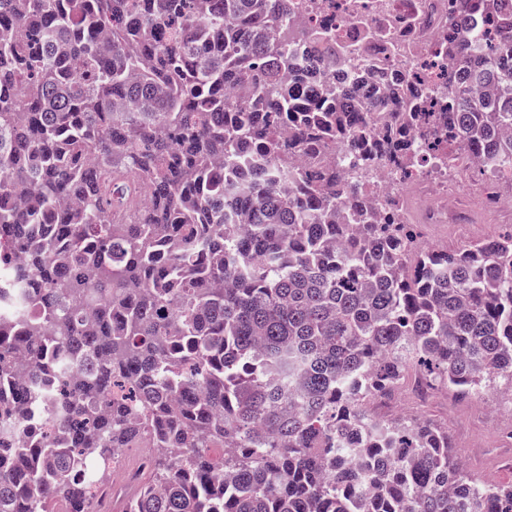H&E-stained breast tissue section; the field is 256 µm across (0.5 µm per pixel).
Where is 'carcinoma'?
Returning <instances> with one entry per match:
<instances>
[{
    "instance_id": "carcinoma-1",
    "label": "carcinoma",
    "mask_w": 512,
    "mask_h": 512,
    "mask_svg": "<svg viewBox=\"0 0 512 512\" xmlns=\"http://www.w3.org/2000/svg\"><path fill=\"white\" fill-rule=\"evenodd\" d=\"M293 0H0V512H512L413 385L512 386V231L424 246L406 196L475 154L512 180V0H457L448 100L345 70Z\"/></svg>"
}]
</instances>
